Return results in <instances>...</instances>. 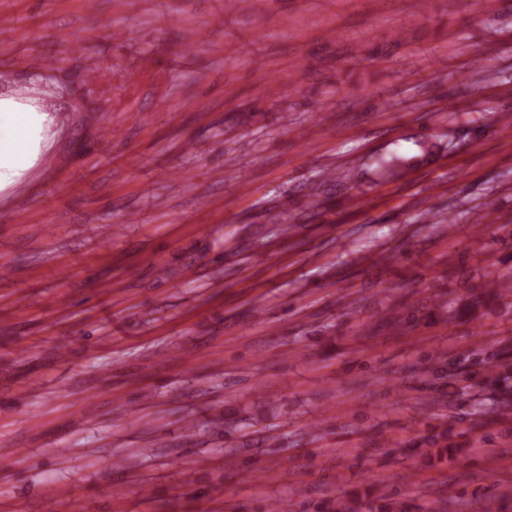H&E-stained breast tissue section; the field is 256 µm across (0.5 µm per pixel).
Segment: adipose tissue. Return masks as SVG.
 Segmentation results:
<instances>
[{"mask_svg": "<svg viewBox=\"0 0 512 512\" xmlns=\"http://www.w3.org/2000/svg\"><path fill=\"white\" fill-rule=\"evenodd\" d=\"M57 126L36 97L0 92V194L23 183L52 145Z\"/></svg>", "mask_w": 512, "mask_h": 512, "instance_id": "adipose-tissue-1", "label": "adipose tissue"}]
</instances>
